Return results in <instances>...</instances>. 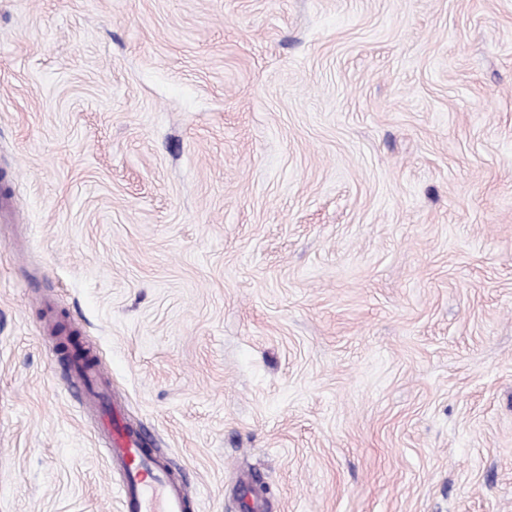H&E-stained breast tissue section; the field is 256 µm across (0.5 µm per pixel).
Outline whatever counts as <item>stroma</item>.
<instances>
[{"mask_svg":"<svg viewBox=\"0 0 512 512\" xmlns=\"http://www.w3.org/2000/svg\"><path fill=\"white\" fill-rule=\"evenodd\" d=\"M0 512H512V0H0ZM74 374V381L88 389V400L94 404L103 405L107 404L106 390L99 391L96 387L97 379L100 378V371L98 365L85 363L79 361L72 367ZM109 447L105 448L109 462L121 470L115 489L122 512H189V492L173 480L164 464L153 453L142 448L139 435L130 432L122 422L112 417Z\"/></svg>","mask_w":512,"mask_h":512,"instance_id":"stroma-1","label":"stroma"}]
</instances>
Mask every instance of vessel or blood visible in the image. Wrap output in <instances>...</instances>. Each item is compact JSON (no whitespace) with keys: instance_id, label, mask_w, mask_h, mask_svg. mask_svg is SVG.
<instances>
[{"instance_id":"b4317fda","label":"vessel or blood","mask_w":512,"mask_h":512,"mask_svg":"<svg viewBox=\"0 0 512 512\" xmlns=\"http://www.w3.org/2000/svg\"><path fill=\"white\" fill-rule=\"evenodd\" d=\"M72 370L75 382L86 387L89 402L106 404V391L96 387L99 366L81 361ZM111 426L106 456L121 471L115 486L121 512H189L187 489L170 477L158 457L145 450L140 436L128 431L120 420H112Z\"/></svg>"}]
</instances>
